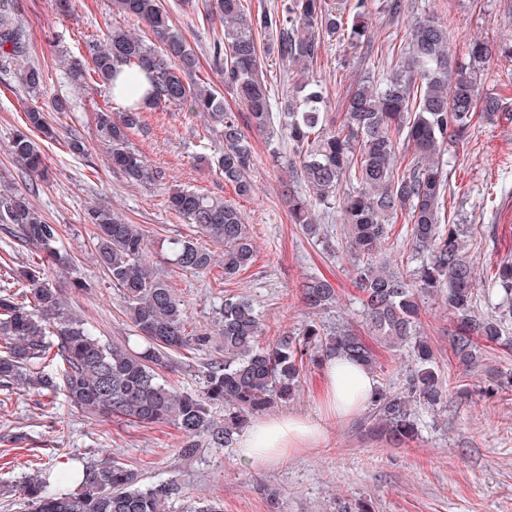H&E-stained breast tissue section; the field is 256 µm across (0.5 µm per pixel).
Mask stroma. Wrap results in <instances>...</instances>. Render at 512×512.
I'll return each mask as SVG.
<instances>
[{"label":"stroma","instance_id":"35a3bbf8","mask_svg":"<svg viewBox=\"0 0 512 512\" xmlns=\"http://www.w3.org/2000/svg\"><path fill=\"white\" fill-rule=\"evenodd\" d=\"M162 2L200 59L197 81L223 90L224 73L213 60V43L224 33L221 20L207 13L206 0H197L194 12L182 10V0ZM371 7V56L345 43L329 41L322 48L315 75L327 89L333 111H342L351 84L364 76L381 77L399 61L417 14L449 22L450 51L463 62L475 39L497 46L512 43V11L505 0H417L416 13L393 20L384 13L383 0H371ZM15 18L29 41L24 63L40 67L47 79L39 93L31 94L18 79L20 65L0 67V179L24 192L46 221L58 226L57 246L73 257L77 274L55 273L51 279L99 336L123 345L134 330L118 290L94 257L95 228L86 223L85 213L95 204L109 206L138 225L150 242L156 273L186 304L188 333L212 335L201 351L173 355L164 376L178 391L199 392L208 364L223 357L215 322L228 294L253 300L262 315L266 343L311 320L331 325L339 319L371 340L346 250L324 257L289 220L283 197L287 145L274 151L261 135L249 133L255 153L249 175L253 191L243 197L207 163L220 146V136L206 118L185 107L147 111L143 130L132 133L130 141L161 180L129 184L112 170L95 123L100 107L120 112L123 103L93 83L76 88L61 61L65 54L84 55L88 40L124 25V17L113 10L112 0H71L66 14L57 11L55 0H17ZM62 97L70 102L68 111H53V100ZM32 104L47 110L61 133L58 141L40 144L49 167L44 181L31 179L10 152L13 135L24 128ZM70 134L82 138L84 154L70 151ZM446 170L451 186L446 214L456 223L472 225L470 253L478 275H485L512 258V121L501 114L477 119L463 149L449 156ZM176 187L236 204L255 249L248 269L228 278L219 263L210 272L195 274L169 261V240H205L196 225L169 208L168 192ZM310 275L333 283L338 293L334 309L315 315L304 307L299 285ZM421 329L432 345L435 369L455 390L439 406L415 405L419 433L404 444L394 446L358 429L357 418L336 419L323 398L319 367L307 368L294 399L268 415L319 421L322 442L264 465L242 460L235 444H203L186 458L180 454L182 435L173 425L144 428L108 421L72 407L61 395L0 389V485L14 484L41 466L66 470L79 455L88 462L118 461L146 484H180L182 494L169 501L166 512H192L202 501L217 503L224 512H340L362 502L369 503V512H512V390L502 386L512 374V346L491 349L481 368L464 371L449 346L455 321L439 296L426 297Z\"/></svg>","mask_w":512,"mask_h":512}]
</instances>
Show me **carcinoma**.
Returning a JSON list of instances; mask_svg holds the SVG:
<instances>
[{"label": "carcinoma", "mask_w": 512, "mask_h": 512, "mask_svg": "<svg viewBox=\"0 0 512 512\" xmlns=\"http://www.w3.org/2000/svg\"><path fill=\"white\" fill-rule=\"evenodd\" d=\"M0 0V59L26 55L23 28L4 10ZM126 17L146 24L155 41L117 27L102 39L86 44L88 65L68 64L73 79L115 87L117 64L146 72L148 88L143 105L127 102L112 116L96 113L97 127L112 167L134 184L157 181L141 153L130 146V133L143 127V112L166 106H187L206 114L222 129L224 148L217 165L224 181L240 196L253 190L247 173L254 164L252 147L237 117L225 110L224 97L196 84V54L182 33L170 24L161 0H114ZM347 0H281L270 11L243 5V0H215L224 22V52L216 61L224 70V87L245 106L249 123L271 144L288 141L293 157L287 160L292 178L312 190L307 198L288 189L291 222L322 249L336 246L323 233L316 208L341 199L346 224V248L362 292L368 326L376 340L404 351L414 364L406 393L380 386L370 401L375 428L397 444L417 435L413 404L438 406L449 386L433 367L434 354L420 332L424 296L440 293L456 318L451 348L458 362L472 368L483 359L487 344H508L512 324V261L502 262L481 280L484 295L498 299L496 315L474 312L477 274L465 237L468 228L448 223L444 200L447 179L441 157L464 144L475 118L504 111L498 96H481L478 77L496 55L494 47L473 42L469 61L455 60L449 49V24L424 15L413 25L400 64L381 81L361 79L347 94L344 111L330 112V100L314 68L328 40L354 48H373L368 35V2L354 0L351 17ZM277 54L287 66L300 68L302 79L278 102L259 77L263 55ZM19 80L31 93L44 85L38 67L20 70ZM26 127L14 136L10 152L26 173L44 178V154L31 137H57L39 106L26 112ZM409 155L398 167L399 153ZM350 180L353 187L342 190ZM172 210L187 217L206 236L224 246V276L249 268L254 258L247 224L237 207L194 191L169 194ZM410 225L417 266L403 274L380 261L398 217ZM85 221L97 230L100 265L119 289L136 337L133 348L98 337L89 323L67 308L60 291L39 266L5 270L10 285L0 289V386L58 392L76 408L107 420L118 419L142 427L170 423L184 438L180 452L194 456L201 442L219 448L232 441L248 419L291 399L298 391L303 369L343 355L374 370L373 351L361 336L339 323L331 330L310 322L301 333L280 336L264 347L262 323L253 304L238 295L224 297L217 335L224 359L209 364L202 390L182 394L159 374L170 356L206 346L209 335L185 334L186 307L150 265L149 246L136 224H128L111 209L93 205ZM0 222L16 226L24 243L45 250L53 267L66 271L72 261L55 244L57 226L46 222L27 196L0 193ZM182 270L206 273L215 264L209 249L190 240H176L169 248ZM302 297L313 313L336 303V291L326 278L302 284ZM224 406V422L215 420L212 407ZM30 512H162L181 493L174 481L141 483L137 472L116 461L88 463L69 473L40 472L19 485Z\"/></svg>", "instance_id": "cac0c4a2"}]
</instances>
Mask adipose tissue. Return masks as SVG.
I'll use <instances>...</instances> for the list:
<instances>
[{
  "label": "adipose tissue",
  "instance_id": "1",
  "mask_svg": "<svg viewBox=\"0 0 512 512\" xmlns=\"http://www.w3.org/2000/svg\"><path fill=\"white\" fill-rule=\"evenodd\" d=\"M324 372L325 400L336 417L356 414L373 398L376 381L361 364L335 355L326 361ZM322 437L319 424L288 415L254 423L242 437L239 451L244 461L265 464L294 448L319 443Z\"/></svg>",
  "mask_w": 512,
  "mask_h": 512
}]
</instances>
